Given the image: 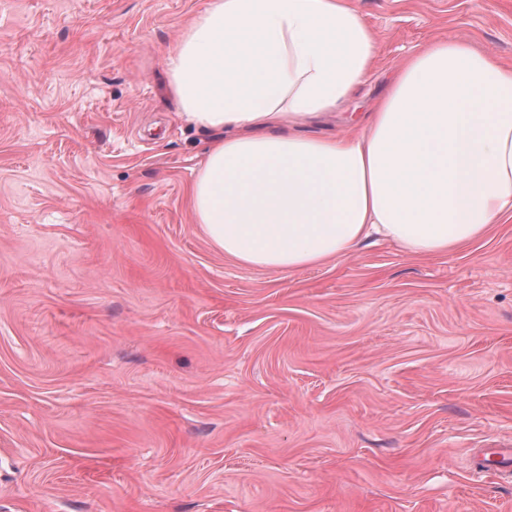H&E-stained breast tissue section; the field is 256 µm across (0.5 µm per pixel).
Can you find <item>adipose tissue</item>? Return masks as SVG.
Returning <instances> with one entry per match:
<instances>
[{
    "mask_svg": "<svg viewBox=\"0 0 512 512\" xmlns=\"http://www.w3.org/2000/svg\"><path fill=\"white\" fill-rule=\"evenodd\" d=\"M374 54L350 0H211L183 33L166 66L212 135L193 214L225 256L293 270L373 236L445 254L512 214V69L461 39L401 67L359 134L308 132Z\"/></svg>",
    "mask_w": 512,
    "mask_h": 512,
    "instance_id": "1",
    "label": "adipose tissue"
}]
</instances>
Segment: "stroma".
I'll return each mask as SVG.
<instances>
[{
	"mask_svg": "<svg viewBox=\"0 0 512 512\" xmlns=\"http://www.w3.org/2000/svg\"><path fill=\"white\" fill-rule=\"evenodd\" d=\"M209 0H0V512H512V218L285 272L195 224L165 59ZM357 132L398 66L512 0H352Z\"/></svg>",
	"mask_w": 512,
	"mask_h": 512,
	"instance_id": "1",
	"label": "stroma"
}]
</instances>
